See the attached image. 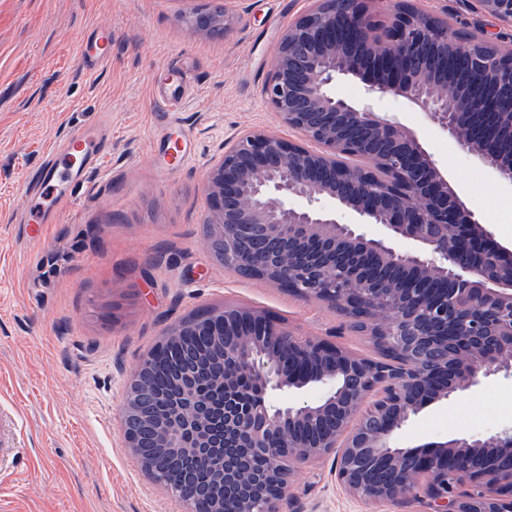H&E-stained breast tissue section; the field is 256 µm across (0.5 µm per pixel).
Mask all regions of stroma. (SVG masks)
<instances>
[{"mask_svg":"<svg viewBox=\"0 0 512 512\" xmlns=\"http://www.w3.org/2000/svg\"><path fill=\"white\" fill-rule=\"evenodd\" d=\"M310 0H231L227 37L191 31L197 0H0V512H182L124 448L127 376L166 328L204 308H250L295 334L370 357L325 304L240 276L204 247L203 168L225 140L259 129L287 141L261 91L276 45ZM451 26L491 31L472 0H423ZM112 29V62L88 74L81 35ZM190 64L196 93L179 114L191 154L171 170L155 134L160 68ZM379 112L433 154L465 206L512 245V186L499 183L423 112L389 97ZM112 120V152L90 170L76 203L53 224L18 223L29 174L69 129ZM512 426V379L424 408L394 443L415 447ZM331 460L298 469L295 512H366L331 474Z\"/></svg>","mask_w":512,"mask_h":512,"instance_id":"1","label":"stroma"}]
</instances>
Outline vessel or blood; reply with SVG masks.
Listing matches in <instances>:
<instances>
[{
    "mask_svg": "<svg viewBox=\"0 0 512 512\" xmlns=\"http://www.w3.org/2000/svg\"><path fill=\"white\" fill-rule=\"evenodd\" d=\"M112 61V30L96 27L81 40L82 69L96 72ZM190 76L186 70H162L156 100L166 124L178 123L177 105L182 101ZM112 144L111 126L78 125L47 152L34 175L21 208V221L41 224L60 215L78 196L87 170L100 166Z\"/></svg>",
    "mask_w": 512,
    "mask_h": 512,
    "instance_id": "vessel-or-blood-1",
    "label": "vessel or blood"
}]
</instances>
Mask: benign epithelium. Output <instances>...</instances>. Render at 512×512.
<instances>
[{
    "mask_svg": "<svg viewBox=\"0 0 512 512\" xmlns=\"http://www.w3.org/2000/svg\"><path fill=\"white\" fill-rule=\"evenodd\" d=\"M475 2L508 33L451 35L420 0H387L380 14L372 0H313L281 35L262 93L315 148L251 129L208 162L202 224L224 267L326 304L341 330L364 323L387 356L298 336L257 310H208L171 326L126 382L121 428L141 470L186 512H283L293 467L330 456L337 483L366 505L512 512V428L420 451L393 444L425 403L512 377V247L454 194L419 139L372 105L403 98L512 185V151L498 138L512 119V44L502 45L512 0ZM216 23L204 8L191 27L212 36ZM338 75L362 77L364 103L330 92ZM369 257L413 279L370 288ZM187 336L206 337L231 370L198 386ZM162 352L175 355L164 390L148 378ZM308 386L321 398L271 401ZM491 448L509 458L484 462ZM250 451L268 466L251 469ZM198 469L224 491L199 486Z\"/></svg>",
    "mask_w": 512,
    "mask_h": 512,
    "instance_id": "benign-epithelium-1",
    "label": "benign epithelium"
}]
</instances>
